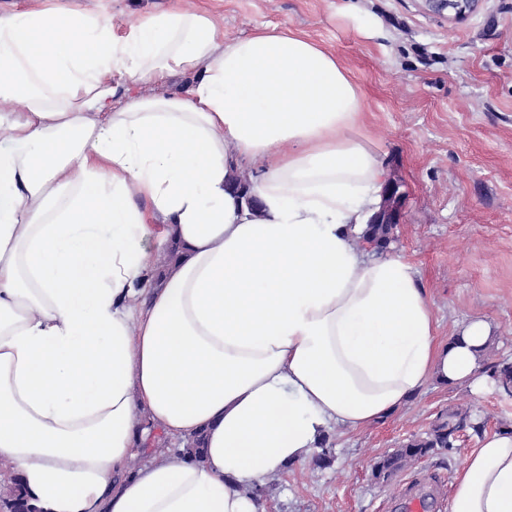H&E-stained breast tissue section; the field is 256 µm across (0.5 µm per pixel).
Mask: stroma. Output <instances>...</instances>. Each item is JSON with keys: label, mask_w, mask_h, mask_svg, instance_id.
<instances>
[{"label": "stroma", "mask_w": 512, "mask_h": 512, "mask_svg": "<svg viewBox=\"0 0 512 512\" xmlns=\"http://www.w3.org/2000/svg\"><path fill=\"white\" fill-rule=\"evenodd\" d=\"M209 10L226 38L260 25L287 26L333 51L360 85L373 146L406 203L393 254L415 265L440 340L473 319L488 321V362H512V0H478L456 21L427 0H187ZM375 19L378 36L359 33ZM463 409L482 422L449 451L405 468L448 512L455 472L483 434L512 428V396L494 382L475 388L427 384L386 419L330 427L329 460L307 459L273 477L266 512H395L399 476L376 477L384 456ZM403 474V475H404Z\"/></svg>", "instance_id": "1"}]
</instances>
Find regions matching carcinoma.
Masks as SVG:
<instances>
[{"instance_id":"obj_1","label":"carcinoma","mask_w":512,"mask_h":512,"mask_svg":"<svg viewBox=\"0 0 512 512\" xmlns=\"http://www.w3.org/2000/svg\"><path fill=\"white\" fill-rule=\"evenodd\" d=\"M361 241L373 244L374 250L384 252L394 240V225L370 224L360 236ZM489 377L495 382L500 391L512 395V364L499 363L489 370ZM466 412H453L448 419L436 423L424 437H418L408 442L402 448L380 460L376 465V475L388 478L397 471L438 449H452L455 435L465 427L475 432L481 431V425L469 421ZM183 447L176 449L180 457H189L197 462L204 458V440L201 434L194 433L184 436L181 440ZM0 505L7 509L24 508L28 512H42L32 503V499L24 489L19 477L12 466L0 461Z\"/></svg>"}]
</instances>
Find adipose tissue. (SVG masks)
Instances as JSON below:
<instances>
[{"label": "adipose tissue", "mask_w": 512, "mask_h": 512, "mask_svg": "<svg viewBox=\"0 0 512 512\" xmlns=\"http://www.w3.org/2000/svg\"><path fill=\"white\" fill-rule=\"evenodd\" d=\"M387 178L360 85L292 28L228 40L180 0L122 30L0 14V459L43 512H266L253 488L330 425L478 383L490 323L438 341L415 267L356 244ZM154 430L203 434V461L128 471ZM448 512H512V433Z\"/></svg>", "instance_id": "adipose-tissue-1"}]
</instances>
